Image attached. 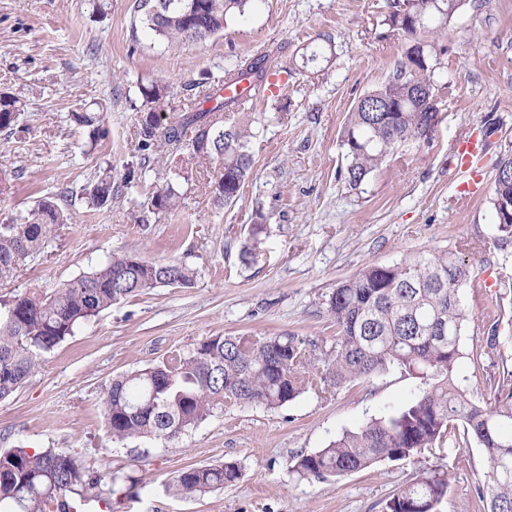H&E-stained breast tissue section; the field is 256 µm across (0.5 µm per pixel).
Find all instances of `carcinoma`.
<instances>
[{
  "label": "carcinoma",
  "instance_id": "carcinoma-1",
  "mask_svg": "<svg viewBox=\"0 0 512 512\" xmlns=\"http://www.w3.org/2000/svg\"><path fill=\"white\" fill-rule=\"evenodd\" d=\"M190 11L159 13L158 0H136L135 13L154 38L171 46L202 42L224 32L244 16L252 0H184ZM459 0H390V24L411 38L443 34L458 12ZM437 45L415 42L389 78L365 94L349 113L342 147L349 185L359 186L396 150L416 146L424 121L438 112L431 81ZM263 60L238 64L207 89L205 109L193 101L175 118L164 138L157 135V113L164 110L167 87H141L147 113L139 123V149L158 154L169 144L187 141L188 164L219 168L208 185L214 203L238 199L252 166L251 127L224 113L241 101L224 97L230 80L264 79ZM390 101L392 112L371 107ZM23 109L21 96L0 92V131L10 132ZM71 120L100 134L97 112L74 111ZM211 126L207 147L196 131ZM489 202L493 210L512 204V150L496 164ZM179 170L151 197L154 213L181 209ZM112 177L99 178L85 192L89 206L112 203ZM44 197L20 224H0V282L11 279L67 222L57 200ZM195 272L176 262L149 261L134 253L114 254L97 269L51 292L0 298V401L11 396L41 365L43 358L81 324L113 304L159 287L187 288ZM472 264L459 251L413 252L392 265H371L341 282L327 311L336 324V344L321 358L310 340L292 334L210 336L189 352L172 351L161 362L112 380L105 390L107 433L118 440L150 438L166 442L207 420L214 410L234 406L278 409L300 395L320 397L347 383L397 369L420 380L419 393L390 415L346 432L317 452L296 455L293 471L324 481L360 472L383 460H407L443 443L467 448L475 443L488 464L486 486L476 496L483 512H512V368L490 369L487 361L500 344L499 323L490 326L486 345L463 350L468 313L462 290L473 287ZM468 360L482 378L483 394L474 399L461 385L457 369ZM322 365H317V362ZM241 477L234 461L180 471L173 493L191 498L222 489ZM96 485L81 461L64 448L29 452L0 449V512H67L65 495ZM448 471L436 468L401 485L385 512H438L448 494Z\"/></svg>",
  "mask_w": 512,
  "mask_h": 512
}]
</instances>
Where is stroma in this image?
<instances>
[{"instance_id": "obj_1", "label": "stroma", "mask_w": 512, "mask_h": 512, "mask_svg": "<svg viewBox=\"0 0 512 512\" xmlns=\"http://www.w3.org/2000/svg\"><path fill=\"white\" fill-rule=\"evenodd\" d=\"M134 0H0V92H19L24 113L0 136V224L37 200L67 190L69 220L0 296L51 291L91 272L115 253L173 260L195 272L192 287H159L80 325L9 398L0 401V448H66L96 476L87 489L112 512H383L394 490L418 473L449 468L441 512H474L488 467L475 446L427 448L414 458L381 461L341 478L293 473L295 457L328 446L418 394V379L391 370L345 385L328 397L305 393L276 410L226 408L179 438L116 441L101 398L113 377L190 351L209 336L294 334L330 348L336 325L326 300L336 285L369 265H390L416 251L467 245L477 274L464 289L469 322L464 348L481 344L492 322L512 332V242L500 240L488 202L494 164L512 146V0H468L441 42L433 80L441 121L424 144L396 151L359 187L344 178L343 127L354 104L382 84L413 44L388 22L387 0H254L244 17L205 42L170 47L135 29ZM329 42L317 76L295 70L307 46ZM288 69L280 91L250 96L253 165L239 199L224 207L206 192L201 168H183L188 205L153 214L147 202L180 166L184 145L162 163L144 161L134 127L140 87L164 81L168 126L203 83L245 58ZM101 111V133L71 123L79 108ZM476 134L487 142L474 167L481 193L463 199L453 147ZM141 179L126 182L128 169ZM111 175L110 206L93 209L85 186ZM263 223H256V212ZM256 258L241 259L243 247ZM234 461L242 475L193 498L169 492L190 466Z\"/></svg>"}]
</instances>
